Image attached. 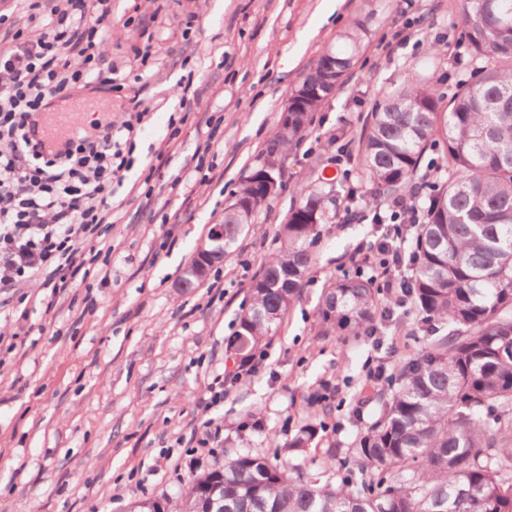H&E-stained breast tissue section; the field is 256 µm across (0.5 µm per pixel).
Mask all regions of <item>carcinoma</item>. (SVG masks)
Instances as JSON below:
<instances>
[{"instance_id":"obj_1","label":"carcinoma","mask_w":512,"mask_h":512,"mask_svg":"<svg viewBox=\"0 0 512 512\" xmlns=\"http://www.w3.org/2000/svg\"><path fill=\"white\" fill-rule=\"evenodd\" d=\"M460 24L467 63L481 78L450 97L419 75L384 98L362 133L356 163L368 191L349 198L365 209L404 192L428 150L443 146L445 174L425 199L416 233L410 300L422 315L425 347L404 359L377 395V419L347 454L367 479L325 483L293 468L287 457L250 452L224 456L192 477L177 512H512V0H465ZM366 29L343 34L336 61L344 77ZM312 67L303 80L307 108L288 135L266 149L275 156L297 142L326 94ZM335 182L297 189L280 250L248 289V306L231 340L243 357L273 336L300 296L317 247L329 232ZM266 200L243 181L224 210V254ZM379 289L357 275L334 283L319 311L323 332L355 335L375 324ZM317 427L305 424L286 448H306Z\"/></svg>"}]
</instances>
